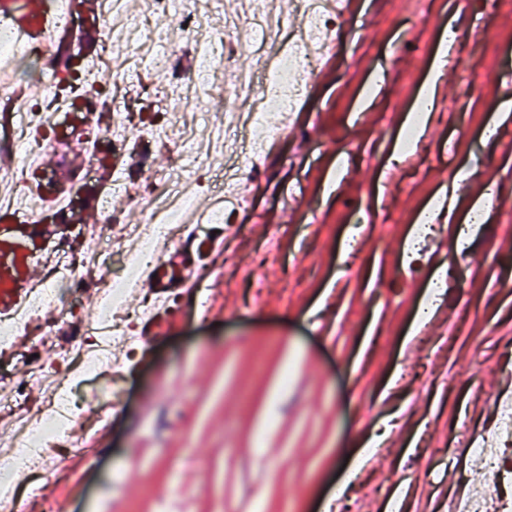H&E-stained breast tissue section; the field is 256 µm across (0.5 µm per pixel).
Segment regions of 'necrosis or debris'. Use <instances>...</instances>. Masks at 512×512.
Segmentation results:
<instances>
[{
	"label": "necrosis or debris",
	"instance_id": "1",
	"mask_svg": "<svg viewBox=\"0 0 512 512\" xmlns=\"http://www.w3.org/2000/svg\"><path fill=\"white\" fill-rule=\"evenodd\" d=\"M297 2L307 18L308 31L295 33L288 43L280 45L277 53L265 61L263 75L236 68L234 41L223 31L211 36L207 52L195 64L196 74L225 65L232 68L235 82H210L212 109L207 123L188 118L196 89L193 83L179 82L169 89L162 112L150 125V134L140 136L118 137L98 130L88 111L95 102L105 101L113 106L117 123L128 122L129 115L120 110L118 95L92 77L80 49L68 47L62 63L51 65L39 41L29 40L27 58L41 65L49 78L41 100L0 95V111L13 118L0 141L23 155L16 176L0 178V214L13 216L14 195L22 188L46 182L37 156L48 139L69 138L75 125L85 128L89 135L83 147L90 155V163L88 171L76 178L63 203H47L41 211V223L60 228L54 239L36 243L32 249L35 260L45 270L43 279L29 286L23 302L12 313L0 316L1 352H15L23 336L37 337L39 346L57 351L53 361L27 364L29 381L46 391L40 411H33L25 401L24 384L12 381L7 385L14 423L10 447L0 455V503L12 500L13 488L19 481L45 472L52 455L71 452L74 433L93 425L109 428L107 408L99 401L100 391H91L81 406H74L70 377L75 373L84 377L98 373L110 364L113 348L131 345L130 329L121 318L117 301L156 268L164 248L186 230L193 196L202 185L193 176L197 140L213 128L243 137L255 150L269 140L281 138L282 127L270 124L267 116L294 107L304 91V77L313 74L319 65L308 52L306 40L321 38L324 31L333 28L337 16L333 10L312 9L310 0ZM175 12L181 14L188 31L197 30L199 16L186 8L183 0H146L143 19L134 23L149 49L151 64L164 70L170 68L171 59L165 51L168 35L161 21ZM254 88L259 89V96H251ZM242 90L248 93L243 100L238 97ZM158 144L176 147L173 166L169 172L153 175L136 196L128 198V206L148 215L150 221L126 225L125 231L135 244L134 254L124 260L121 271L112 279L102 280V270L112 257V239L98 225L82 223L86 208L83 187L95 178L102 165L111 167L113 183L123 182L131 166L144 168L151 163L152 148ZM96 286L101 289L99 307L91 316L80 315L83 296ZM48 306L56 308L57 321L43 327L38 318ZM468 453L472 464L489 477L491 484L482 497L464 504L461 512H484L489 498L496 499L498 512H512V503L500 498L502 469L497 443L476 435Z\"/></svg>",
	"mask_w": 512,
	"mask_h": 512
}]
</instances>
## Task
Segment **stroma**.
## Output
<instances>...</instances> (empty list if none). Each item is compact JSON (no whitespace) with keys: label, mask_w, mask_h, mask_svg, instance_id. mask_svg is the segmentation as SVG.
<instances>
[{"label":"stroma","mask_w":512,"mask_h":512,"mask_svg":"<svg viewBox=\"0 0 512 512\" xmlns=\"http://www.w3.org/2000/svg\"><path fill=\"white\" fill-rule=\"evenodd\" d=\"M188 2L200 28H170L173 70L143 60L125 82L143 115L193 80L225 9ZM331 54L277 153L242 168L260 191L235 223L205 225L224 245L194 254L196 291L116 354L106 453L66 455L42 497L68 512H448L481 485L468 432L490 419L480 392L512 373V0H358ZM430 86L437 106L401 152Z\"/></svg>","instance_id":"1"}]
</instances>
